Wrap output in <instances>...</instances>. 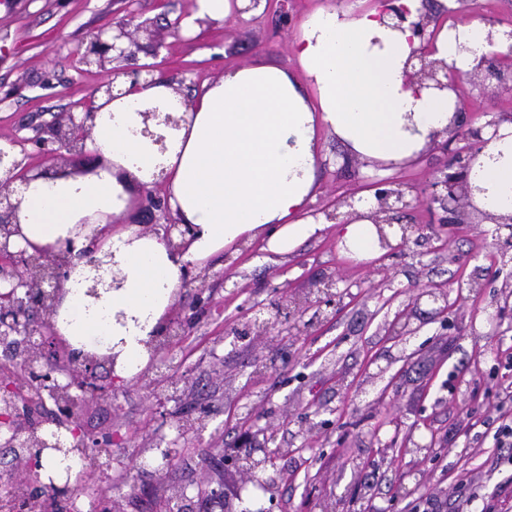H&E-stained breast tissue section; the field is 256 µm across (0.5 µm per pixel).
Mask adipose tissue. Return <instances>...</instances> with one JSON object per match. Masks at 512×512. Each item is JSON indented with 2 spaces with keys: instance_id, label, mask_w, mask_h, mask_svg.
I'll list each match as a JSON object with an SVG mask.
<instances>
[{
  "instance_id": "1",
  "label": "adipose tissue",
  "mask_w": 512,
  "mask_h": 512,
  "mask_svg": "<svg viewBox=\"0 0 512 512\" xmlns=\"http://www.w3.org/2000/svg\"><path fill=\"white\" fill-rule=\"evenodd\" d=\"M382 9L379 2L358 12L326 7L306 18L290 49L311 90L273 66L227 71L193 99L171 85H154L98 110L89 145L111 168L22 187L20 227L44 247L83 218L121 214L127 183L149 179L159 166L174 214L196 228L179 260L160 236L112 234L107 246L124 280L101 299L86 295L88 269L72 270L55 324L76 353L104 354L119 345L116 370L133 376L149 360L146 342L181 284L185 263L257 237L270 251L287 253L314 234L318 225L306 205L321 157L318 126L328 127L350 156L392 162L415 159L432 134L447 128L454 94L418 92L408 84L404 67L413 47L406 34L384 25ZM486 32L476 20L444 24L435 42L438 58L466 72L489 50L512 52V39L500 35L491 46ZM154 105L187 118L162 156L139 133L140 111ZM469 179L483 189L476 207L512 214V123L498 126ZM337 235L349 258L376 257L378 234L369 219L338 225Z\"/></svg>"
}]
</instances>
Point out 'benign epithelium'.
Returning a JSON list of instances; mask_svg holds the SVG:
<instances>
[{"label":"benign epithelium","instance_id":"obj_1","mask_svg":"<svg viewBox=\"0 0 512 512\" xmlns=\"http://www.w3.org/2000/svg\"><path fill=\"white\" fill-rule=\"evenodd\" d=\"M385 10L393 23L391 28L401 32L408 31L409 42L419 40L420 47L413 51L405 64L406 78L416 90L423 89L437 92L453 91L461 96L465 83H475L486 94L495 95L500 90L512 89V57L493 51L483 56L472 71L462 73L450 66L445 60L434 57V40L439 25L448 17H479L488 27L487 42L495 44L499 33L500 21L492 16L483 15L470 6V0H455L457 7H445L433 0H421V8L416 16L396 0H386ZM146 43H141L138 37ZM155 48L162 46L159 39L158 21L130 14L114 23L108 29H99L92 33L84 43L80 62L88 68H96L109 76V79L96 85L87 98L75 103L82 108L80 115L68 112L56 117L52 122L36 127L33 141L38 148V155L53 158L67 153L71 167L52 171L31 172V164L26 159H17L12 150L0 148V171H5L8 178L0 183V339L17 338L23 350L17 356L20 365L37 364L45 358L59 352V347L66 344L58 334L54 316L63 298V289L72 269L82 264L94 272L91 285L86 295L98 300L101 298L99 288H118L121 280L112 277L105 283L100 271L118 266L114 254L104 249L105 237L112 221L107 224H93L85 219L76 225L75 232L57 240L51 248H43L30 242L22 233L17 221L20 199L15 197L17 190L10 184L20 181L26 185L38 178L54 179L74 174H88L104 168L108 160L98 151L87 149L86 141L90 138L97 115L94 101L99 94L111 102L125 95L114 91V78L123 76L129 79L128 91L144 89L164 81L156 76L158 65L148 66L137 63V54L144 45ZM144 137L151 140L161 154L167 150V133L182 129L186 123L185 115L162 112L157 108H148L139 112ZM499 122L492 121L478 124L465 116L462 102H457L455 113L448 126V138L443 144L457 142L461 144L451 161H446L432 175L421 190V202L431 209L432 215L438 216L439 224H459L463 221L460 205L464 200H471L474 188L469 182L468 173L472 164L482 154L490 139L485 137V130L498 127ZM159 174L152 175V181L139 185L135 214L141 216L139 224H156L160 219L167 220L162 235L169 253L181 257L195 235V227L183 224L171 211L165 196L157 193ZM375 190L376 204L367 218L375 224L381 247L394 250L403 249L409 243V233L418 230L415 225L400 227V243L392 245L386 227L400 220V214L411 207V202L404 199V192L397 187V182L390 179H378L372 183ZM354 196L334 201L324 209L327 219H336V209L341 206L349 208L348 215L361 217L354 208ZM336 279L327 277L309 291L292 298L294 311L303 317L311 310L322 315L325 310L336 307ZM187 319L182 316L179 301H174L160 324L151 332L148 345L151 346L152 363L159 359V345L153 343L158 336H179ZM118 354L100 356L96 353L85 354L76 371H65V379H51L54 388L49 395L57 400L71 397L72 387L96 383L98 367L115 368Z\"/></svg>","mask_w":512,"mask_h":512}]
</instances>
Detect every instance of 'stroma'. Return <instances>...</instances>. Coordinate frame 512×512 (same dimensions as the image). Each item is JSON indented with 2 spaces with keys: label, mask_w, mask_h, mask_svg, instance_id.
<instances>
[{
  "label": "stroma",
  "mask_w": 512,
  "mask_h": 512,
  "mask_svg": "<svg viewBox=\"0 0 512 512\" xmlns=\"http://www.w3.org/2000/svg\"><path fill=\"white\" fill-rule=\"evenodd\" d=\"M374 0H296L291 25L274 12L225 16L201 30L183 25L164 75L191 94L235 67H299L289 44L302 20L335 4L362 10ZM190 0H0V83L24 82L21 95L0 101V145L31 137L34 112L53 115L87 94L102 76L86 71L77 52L93 31L133 12L169 20L190 13ZM322 157L308 205L317 211L353 193L384 171L349 156L319 129ZM407 247L355 262L341 252L335 225H323L291 253L262 242L208 259L204 290L179 288L185 306L204 298L206 310L179 340L178 362L159 368L177 380L195 412H207L201 435H178L184 403L148 381L113 382L115 397L99 396L81 413L88 434L117 430L110 471L92 483L106 487L109 512H164L155 492L159 473L186 487L189 512H221L219 500L199 495L206 479L241 489L245 512H417L431 498L441 512L472 499L474 512H512V447H498L501 415L512 416V258L503 256L506 230L493 224H434L423 206ZM335 277L336 312L291 335L239 337L272 306ZM417 287L448 293L447 310L424 300ZM410 314L411 336L391 326ZM174 450L165 471L126 470L141 445ZM248 446L266 459L255 476L225 462Z\"/></svg>",
  "instance_id": "35a3bbf8"
}]
</instances>
